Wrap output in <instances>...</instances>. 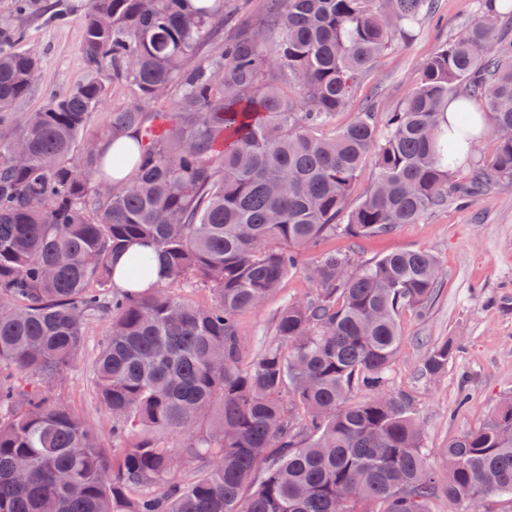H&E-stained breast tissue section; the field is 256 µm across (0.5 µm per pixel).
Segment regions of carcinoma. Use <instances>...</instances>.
<instances>
[{
    "label": "carcinoma",
    "mask_w": 512,
    "mask_h": 512,
    "mask_svg": "<svg viewBox=\"0 0 512 512\" xmlns=\"http://www.w3.org/2000/svg\"><path fill=\"white\" fill-rule=\"evenodd\" d=\"M436 0H267L262 21L200 53L231 0H90L87 74L34 111L42 58L0 28V512H471L512 501V396L430 465L412 398L389 385L401 314L426 313L442 269L428 250L363 265L330 250L340 234L418 224L448 198L512 185V37L493 0L422 66L379 129L362 112L326 136L364 73ZM281 34L275 51L265 41ZM133 103L95 127L106 80ZM171 96L170 108L157 106ZM458 101L448 133V101ZM483 104V110L473 103ZM488 129L487 159L455 176ZM137 146L108 161L105 140ZM377 178L349 199L363 165ZM135 170L126 186L112 173ZM150 243L157 287L129 256ZM315 292L288 303L277 342L243 363L238 314L289 275ZM182 282L209 290L202 304ZM110 318L91 366L113 447L52 395L71 376L88 322ZM459 345H433L420 371L448 372ZM368 397L353 401L356 391ZM204 469L183 476L186 464Z\"/></svg>",
    "instance_id": "carcinoma-1"
}]
</instances>
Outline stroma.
<instances>
[{
	"label": "stroma",
	"mask_w": 512,
	"mask_h": 512,
	"mask_svg": "<svg viewBox=\"0 0 512 512\" xmlns=\"http://www.w3.org/2000/svg\"><path fill=\"white\" fill-rule=\"evenodd\" d=\"M44 11L16 20L24 48L43 57L37 88L27 102L39 108L49 95L65 92L87 70L83 22L89 0H43ZM483 0H438L433 15L423 18L406 38L398 40L374 63L350 106L337 113L335 127L355 120L375 107L385 117L409 93L414 76L426 60L462 26L476 19ZM345 250L356 260L371 261L388 253L426 249L443 270L442 286L426 317L404 312V341L390 378L393 388L409 392L419 418L431 464L441 465V448L448 441L481 425L512 392V186L466 203H451L433 211L422 223L398 225L384 236L349 239L336 236L312 250ZM304 273L283 281L262 306L242 312L238 329L247 357L257 355L273 339L278 312L288 303L312 296ZM108 328L107 318L92 322L86 351L76 371L56 389L75 411L94 419L104 444H111L110 425L97 402L87 368ZM456 338L461 349L456 362L436 378L421 374L427 350L444 338Z\"/></svg>",
	"instance_id": "stroma-1"
}]
</instances>
